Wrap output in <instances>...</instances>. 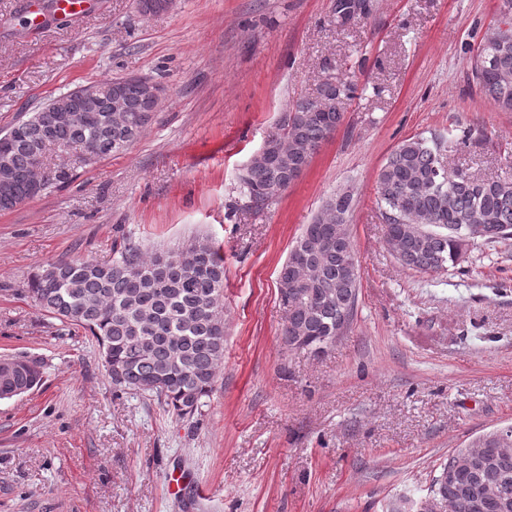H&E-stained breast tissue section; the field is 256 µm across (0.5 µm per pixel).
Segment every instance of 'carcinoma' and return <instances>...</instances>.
Returning <instances> with one entry per match:
<instances>
[{"label":"carcinoma","mask_w":512,"mask_h":512,"mask_svg":"<svg viewBox=\"0 0 512 512\" xmlns=\"http://www.w3.org/2000/svg\"><path fill=\"white\" fill-rule=\"evenodd\" d=\"M507 30L496 27L470 60L472 80L491 105L512 112V0H500ZM103 97L124 93L127 112L110 120L107 107L90 121H53L57 101L15 122L0 136L12 170L14 205L38 195L32 190L33 158L49 150L68 149L79 163L91 165L121 154L151 122L156 106L138 85L122 80L97 83ZM349 78L326 76L313 97H300L277 131L241 176L250 205H269L310 165L314 153L341 125L344 108L355 97ZM470 132L403 141L387 157L377 177L378 203L384 208L387 243L395 258L420 273L456 265L465 233L456 227L485 225L481 237L494 242L512 236V173L478 179L459 169H444V152L466 143ZM90 149L93 155L83 156ZM354 202L348 190L330 195L314 224H347ZM312 224V225H314ZM307 225L295 246L308 255L297 288L282 292L288 323L282 339L290 352H314L340 321L352 323L359 294V271H351L350 252L327 247ZM110 262L59 258L42 264L26 291L35 305L64 327H80L96 342L112 382L155 396L181 419L193 417L216 386L224 360V257L208 240L194 238L166 250H144L128 242L113 248ZM42 379L40 365L28 360L14 376L24 393ZM448 457L427 492L445 512H467L465 498L482 483L496 490L484 512H512V463L485 470L460 469L452 480L442 476L456 465Z\"/></svg>","instance_id":"1"}]
</instances>
